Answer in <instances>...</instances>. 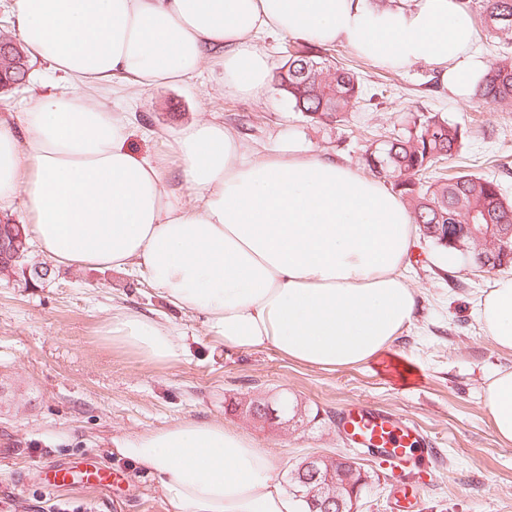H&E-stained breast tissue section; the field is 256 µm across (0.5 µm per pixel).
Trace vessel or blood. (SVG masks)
Instances as JSON below:
<instances>
[{
  "label": "vessel or blood",
  "mask_w": 512,
  "mask_h": 512,
  "mask_svg": "<svg viewBox=\"0 0 512 512\" xmlns=\"http://www.w3.org/2000/svg\"><path fill=\"white\" fill-rule=\"evenodd\" d=\"M340 432L363 448L382 450L392 467L402 469L430 453L431 441L415 424L391 412L352 404L337 418Z\"/></svg>",
  "instance_id": "obj_1"
}]
</instances>
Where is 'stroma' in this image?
<instances>
[{"label":"stroma","instance_id":"stroma-1","mask_svg":"<svg viewBox=\"0 0 512 512\" xmlns=\"http://www.w3.org/2000/svg\"><path fill=\"white\" fill-rule=\"evenodd\" d=\"M329 53L356 67L372 96L340 123L307 117L273 83L259 98L225 93L218 70L208 67L180 86L121 83L90 95L126 113L128 143L141 155L163 153L165 131L203 115L224 123L249 149L292 143L356 168L363 149L356 130L388 135L412 116L436 114L467 130L456 164L497 177L512 200V112L456 95L423 63L381 67L339 44ZM60 89L46 64L31 60L25 82L0 96V115L25 111L32 96ZM30 256L47 268L44 280L0 281V512H170L155 482L114 449L190 418L220 419L248 433L271 451L283 483L307 455L356 458L370 476L359 512H398L401 486L415 512H512V443L496 436L482 402L487 375L512 366V354L485 337L474 317L498 271L481 270L415 233L403 275L417 291V307L393 346L394 359L322 369L272 348L214 350L202 317L167 307L142 273L61 269L36 248ZM117 306L168 317L185 336V355L149 366L112 348L100 328ZM398 359L414 375L403 377ZM281 395L305 410L306 422L270 428L236 409L247 397ZM351 402L413 421L436 442V457L392 472L340 434L336 418ZM51 463L82 472L109 468L112 484L48 487L44 468Z\"/></svg>","mask_w":512,"mask_h":512}]
</instances>
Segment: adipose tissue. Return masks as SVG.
I'll return each instance as SVG.
<instances>
[{
  "label": "adipose tissue",
  "mask_w": 512,
  "mask_h": 512,
  "mask_svg": "<svg viewBox=\"0 0 512 512\" xmlns=\"http://www.w3.org/2000/svg\"><path fill=\"white\" fill-rule=\"evenodd\" d=\"M16 29L30 56L72 82L0 118V208L23 209L54 264L138 269L170 306L203 316L216 348L271 347L323 369L388 354L416 308L401 274L413 218L398 195L330 157L252 154L208 119L169 132L178 165L166 169L133 151L123 113L84 89L117 77L175 84L211 63L225 91L259 96L271 66L257 37L277 32L386 67L424 63L463 92L476 28L459 0H16ZM475 316L512 351V274L482 294ZM101 334L148 365L185 352L168 322L125 307ZM483 403L511 443L512 367L492 372ZM118 452L171 512H300L270 452L217 419L150 430Z\"/></svg>",
  "instance_id": "ef3b65f1"
}]
</instances>
